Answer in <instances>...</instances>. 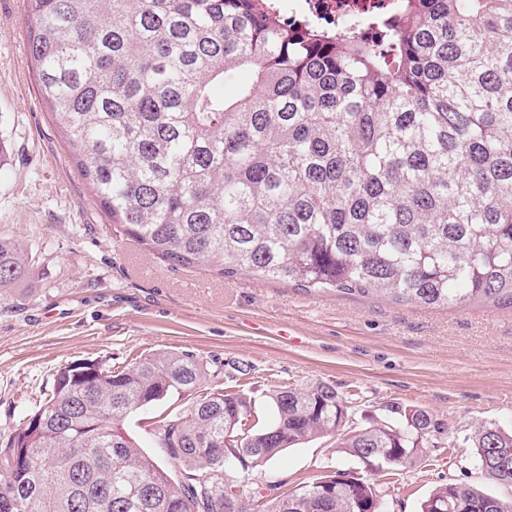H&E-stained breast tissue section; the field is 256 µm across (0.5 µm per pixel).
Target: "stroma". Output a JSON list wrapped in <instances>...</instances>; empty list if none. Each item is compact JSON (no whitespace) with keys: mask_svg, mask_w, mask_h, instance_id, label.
<instances>
[{"mask_svg":"<svg viewBox=\"0 0 512 512\" xmlns=\"http://www.w3.org/2000/svg\"><path fill=\"white\" fill-rule=\"evenodd\" d=\"M0 237L33 245L30 274L0 288V452L60 367L190 351L218 370L206 388L241 387L261 421L285 384L327 382L354 395V422L397 403L431 411L445 438L381 484L390 512H419L438 484L499 498L460 441L477 422L512 428V308H420L304 293L251 275L182 268L110 228L52 124L26 42L24 0H0ZM355 461L321 438L289 448L251 479L289 489Z\"/></svg>","mask_w":512,"mask_h":512,"instance_id":"35a3bbf8","label":"stroma"}]
</instances>
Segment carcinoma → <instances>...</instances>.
I'll use <instances>...</instances> for the list:
<instances>
[{"label":"carcinoma","instance_id":"1","mask_svg":"<svg viewBox=\"0 0 512 512\" xmlns=\"http://www.w3.org/2000/svg\"><path fill=\"white\" fill-rule=\"evenodd\" d=\"M28 50L52 123L122 233L183 268L419 307L512 308V0H399L299 28L268 0H26ZM33 247L0 238V288ZM56 371L0 460V512H224V471L336 436L355 462L404 470L447 432L391 403L344 431L353 398L326 382L252 401L206 392L192 352ZM147 418L149 454L124 424ZM512 484V430L463 438ZM247 485L236 512H389L372 474ZM420 512H512L468 483ZM177 400V395H174L155 406L149 408L146 411H140L137 416L132 417L125 425L127 431L134 436L137 442L141 445L142 448L146 449L148 452H153L154 448L152 447V443L150 440V436L145 432L144 429L139 427V419L145 417H153L157 416L163 412H165L170 405L175 403Z\"/></svg>","mask_w":512,"mask_h":512}]
</instances>
